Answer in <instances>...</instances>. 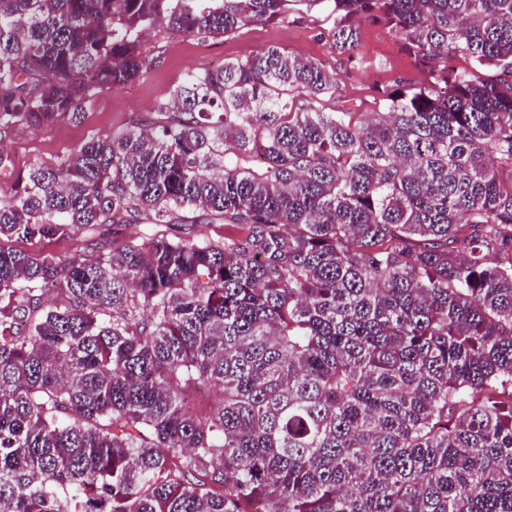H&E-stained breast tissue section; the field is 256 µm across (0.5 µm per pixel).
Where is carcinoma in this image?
Returning a JSON list of instances; mask_svg holds the SVG:
<instances>
[{"label": "carcinoma", "instance_id": "carcinoma-1", "mask_svg": "<svg viewBox=\"0 0 512 512\" xmlns=\"http://www.w3.org/2000/svg\"><path fill=\"white\" fill-rule=\"evenodd\" d=\"M318 1L435 81L355 119L269 47L154 132L0 152V512H512V0H0V141L137 78L145 27Z\"/></svg>", "mask_w": 512, "mask_h": 512}]
</instances>
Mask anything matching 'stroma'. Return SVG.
I'll return each mask as SVG.
<instances>
[{
  "instance_id": "1",
  "label": "stroma",
  "mask_w": 512,
  "mask_h": 512,
  "mask_svg": "<svg viewBox=\"0 0 512 512\" xmlns=\"http://www.w3.org/2000/svg\"><path fill=\"white\" fill-rule=\"evenodd\" d=\"M332 26V16L316 8L210 38L147 30L140 38V46L152 62L137 79L117 90L96 92L81 121L23 125L0 146L19 169L39 161H53L90 138L110 136L153 116L157 102L188 74L219 68L224 62L271 46L320 62L336 74V93L323 104L327 112H375L386 92L432 82V67L414 60L381 20L361 21L358 44L349 53L337 51Z\"/></svg>"
}]
</instances>
